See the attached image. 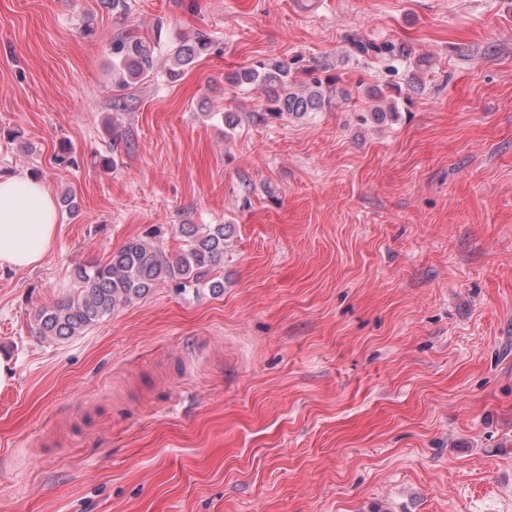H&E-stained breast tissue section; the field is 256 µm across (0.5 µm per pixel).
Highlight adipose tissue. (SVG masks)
Returning <instances> with one entry per match:
<instances>
[{
  "mask_svg": "<svg viewBox=\"0 0 512 512\" xmlns=\"http://www.w3.org/2000/svg\"><path fill=\"white\" fill-rule=\"evenodd\" d=\"M57 228L56 200L45 184L0 175V269L41 262L54 244Z\"/></svg>",
  "mask_w": 512,
  "mask_h": 512,
  "instance_id": "obj_1",
  "label": "adipose tissue"
}]
</instances>
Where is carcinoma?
<instances>
[{"instance_id": "1", "label": "carcinoma", "mask_w": 512, "mask_h": 512, "mask_svg": "<svg viewBox=\"0 0 512 512\" xmlns=\"http://www.w3.org/2000/svg\"><path fill=\"white\" fill-rule=\"evenodd\" d=\"M160 43L159 31L152 37L136 30L112 37V76L117 91L125 92L156 72ZM212 45V39L204 32L171 43L168 57L172 66L166 70L168 78L179 80L190 65L209 53ZM349 55L368 61L381 73L395 77L406 58V49L393 41L376 42L354 35L349 39ZM305 74L309 80L298 84L291 64L273 58L257 60L234 73L229 80L264 91L266 104L254 116L266 122L302 118L325 107L323 80L314 76L312 69L305 70ZM402 93L401 84L390 80L368 87L365 95L376 102L370 116L377 122L396 118V102ZM229 231L228 224H182L179 232L183 245L173 254L165 253L148 240L131 239L106 262L76 268L74 293L36 311V334L58 341L81 335L117 307L145 297L160 283H171L180 289L202 286L214 295L224 292L223 281H208L206 277L224 259Z\"/></svg>"}]
</instances>
